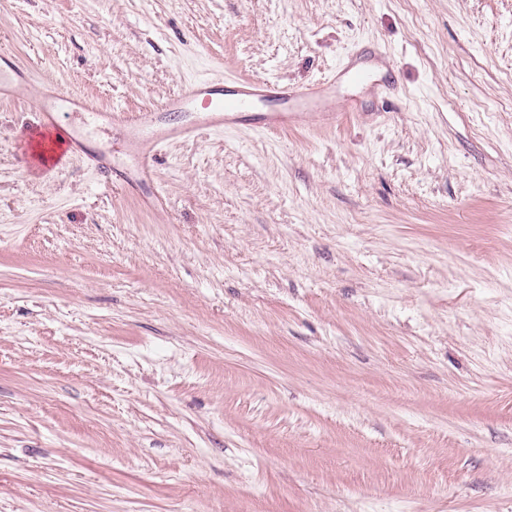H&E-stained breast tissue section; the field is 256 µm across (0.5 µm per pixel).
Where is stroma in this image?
I'll list each match as a JSON object with an SVG mask.
<instances>
[{
	"label": "stroma",
	"instance_id": "obj_1",
	"mask_svg": "<svg viewBox=\"0 0 512 512\" xmlns=\"http://www.w3.org/2000/svg\"><path fill=\"white\" fill-rule=\"evenodd\" d=\"M359 45L335 124L90 139L129 194L0 100V512H512V0H0L130 113Z\"/></svg>",
	"mask_w": 512,
	"mask_h": 512
}]
</instances>
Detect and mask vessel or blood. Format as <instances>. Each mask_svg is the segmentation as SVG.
Masks as SVG:
<instances>
[{
	"label": "vessel or blood",
	"instance_id": "obj_1",
	"mask_svg": "<svg viewBox=\"0 0 512 512\" xmlns=\"http://www.w3.org/2000/svg\"><path fill=\"white\" fill-rule=\"evenodd\" d=\"M370 73L357 63L340 66L335 75L322 83L308 88H294L264 79L228 80L218 85L203 80L190 84L187 89L168 100L162 106L165 112H194L198 118L176 128L169 129L166 136L192 138L198 133L236 124L242 113L269 105L263 113L261 125L269 132L288 129L297 120L312 117L331 119V110L336 100V85L348 83L361 86L371 82ZM22 85L35 87L34 105L39 113V125L49 134H60L62 142L54 155L55 160L82 153L85 135L83 131H61L58 118L64 112H77L85 125H105L132 128L145 144L138 158L142 173H149L151 162L162 136L157 133L158 118L151 112L129 114L121 110L101 113L91 102L75 94H62L52 88H36L27 67L15 63L9 52L0 53V98H11Z\"/></svg>",
	"mask_w": 512,
	"mask_h": 512
}]
</instances>
